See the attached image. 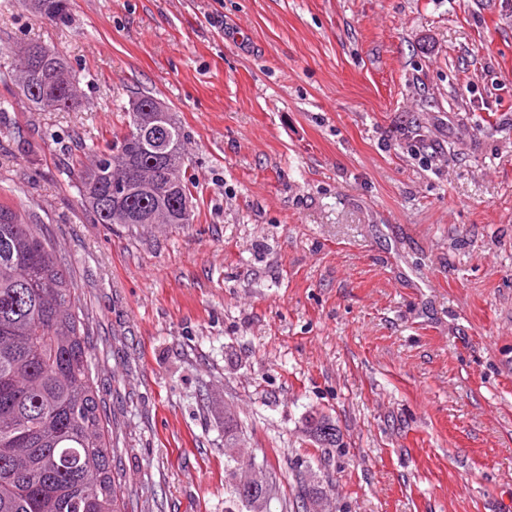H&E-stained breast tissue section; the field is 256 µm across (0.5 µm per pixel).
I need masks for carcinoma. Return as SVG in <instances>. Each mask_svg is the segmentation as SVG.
<instances>
[{
    "mask_svg": "<svg viewBox=\"0 0 512 512\" xmlns=\"http://www.w3.org/2000/svg\"><path fill=\"white\" fill-rule=\"evenodd\" d=\"M35 14L62 20L68 0H22ZM8 74L17 93L42 111L78 105L67 62L38 42L21 51ZM155 97L140 95L123 107L125 127L112 144L82 147L92 161L76 189L97 224H190L195 182L187 175L184 133L173 112L175 147L167 156L140 139ZM133 169L125 196L112 201V182ZM83 307L63 258L41 224L24 210L0 204V512H123L124 476L112 466L116 436L103 419L85 355ZM310 436L323 447L339 442L336 426L321 417ZM302 512L323 500L303 482Z\"/></svg>",
    "mask_w": 512,
    "mask_h": 512,
    "instance_id": "cac0c4a2",
    "label": "carcinoma"
}]
</instances>
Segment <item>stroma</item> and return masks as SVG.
Segmentation results:
<instances>
[{
	"mask_svg": "<svg viewBox=\"0 0 512 512\" xmlns=\"http://www.w3.org/2000/svg\"><path fill=\"white\" fill-rule=\"evenodd\" d=\"M31 41L80 105L0 79V201L70 263L127 512H248L228 410L266 512L304 475L327 512H512V0H0V76ZM139 93L182 125L192 223L80 205ZM35 14L50 21L62 20L68 11V0H22ZM333 430L332 434L324 435L325 429ZM310 436L314 438L315 442L319 443L322 447H336L340 440L336 426L330 421L329 418L321 417L313 419L309 427Z\"/></svg>",
	"mask_w": 512,
	"mask_h": 512,
	"instance_id": "35a3bbf8",
	"label": "stroma"
}]
</instances>
